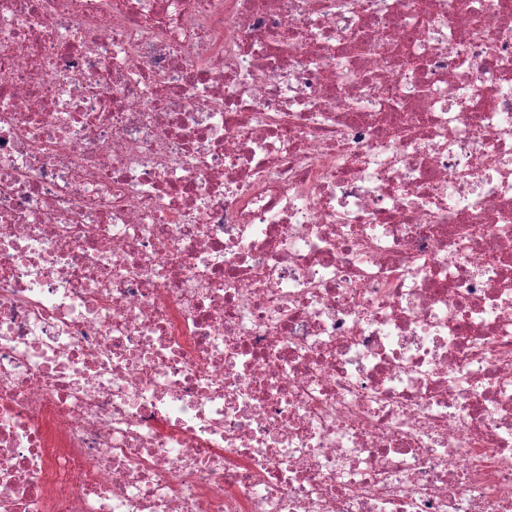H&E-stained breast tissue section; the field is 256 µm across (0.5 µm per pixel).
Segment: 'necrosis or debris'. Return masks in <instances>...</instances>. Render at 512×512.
<instances>
[{
    "label": "necrosis or debris",
    "instance_id": "4bbe7bcc",
    "mask_svg": "<svg viewBox=\"0 0 512 512\" xmlns=\"http://www.w3.org/2000/svg\"><path fill=\"white\" fill-rule=\"evenodd\" d=\"M0 512H512V0H0Z\"/></svg>",
    "mask_w": 512,
    "mask_h": 512
}]
</instances>
